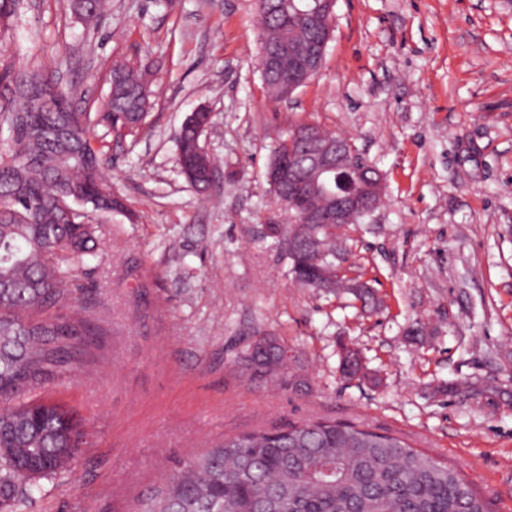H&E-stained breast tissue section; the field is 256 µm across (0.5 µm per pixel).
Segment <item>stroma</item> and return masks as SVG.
Returning a JSON list of instances; mask_svg holds the SVG:
<instances>
[{
	"label": "stroma",
	"instance_id": "1",
	"mask_svg": "<svg viewBox=\"0 0 512 512\" xmlns=\"http://www.w3.org/2000/svg\"><path fill=\"white\" fill-rule=\"evenodd\" d=\"M332 28L319 73L274 103L254 0H106L94 28L68 0H20L0 65L55 71L84 112L116 59L148 66L152 90L147 134L96 130L130 212L102 217L98 256L71 284L93 344L47 392L87 437L28 512H133L169 456L315 419L403 438L512 512V0H336ZM201 104L218 169L203 195L176 143ZM301 122L348 137L382 174L381 206L336 230L377 312L297 284L261 235L288 221L265 171ZM259 333L289 357L261 384L237 366ZM342 340L370 379L342 378Z\"/></svg>",
	"mask_w": 512,
	"mask_h": 512
}]
</instances>
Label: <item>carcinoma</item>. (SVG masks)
Instances as JSON below:
<instances>
[{
    "instance_id": "1",
    "label": "carcinoma",
    "mask_w": 512,
    "mask_h": 512,
    "mask_svg": "<svg viewBox=\"0 0 512 512\" xmlns=\"http://www.w3.org/2000/svg\"><path fill=\"white\" fill-rule=\"evenodd\" d=\"M75 16L94 22L104 4L70 0ZM17 0H0V29L10 26ZM261 51L288 54L309 37L304 24L271 9L258 12ZM149 70L115 61L100 111L79 112L52 75L25 67L0 68V510L26 512L42 481L69 472V451L85 442L82 420L66 403L43 392L64 374L91 335L67 284L96 257L99 218L128 212L102 172L101 126L119 139L148 131ZM286 76L264 79L284 100ZM212 121L205 110L188 115L177 134L181 174L193 187L209 181L214 165L202 136ZM319 125H294L272 151H289L288 138ZM266 237L291 239L288 275L307 288H343L367 306L371 287L353 288L336 269V233L325 224H269ZM70 308L63 318L58 310ZM285 349L259 335L241 357L252 379H272ZM347 380L367 378L359 352L340 345ZM135 512H488L474 487L448 464L400 438L363 425L310 420L271 432L224 436L205 453L176 458Z\"/></svg>"
}]
</instances>
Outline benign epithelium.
Segmentation results:
<instances>
[{"label": "benign epithelium", "mask_w": 512, "mask_h": 512, "mask_svg": "<svg viewBox=\"0 0 512 512\" xmlns=\"http://www.w3.org/2000/svg\"><path fill=\"white\" fill-rule=\"evenodd\" d=\"M335 0H319L311 10L313 27L320 34V47L298 46L291 52L289 65L295 74L288 82V93L315 76L321 69L327 43L331 37L330 19L333 15ZM296 138L312 145V152L305 163V176L298 181L288 180V167L293 159H281L269 169L267 178L276 185H288V196L304 200L321 191L332 197L330 205L321 210L305 208L299 216L302 224H351L366 213L371 214L381 202L382 179H370L361 188L348 193H341L328 184V177L333 173H359L364 167L359 165L352 152V143L344 138L322 141L312 131L296 134Z\"/></svg>", "instance_id": "1"}]
</instances>
